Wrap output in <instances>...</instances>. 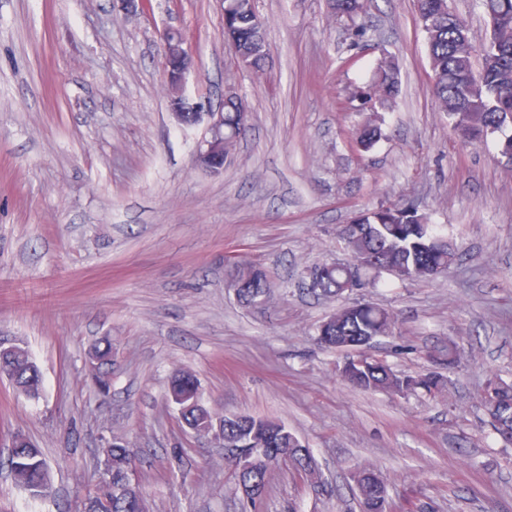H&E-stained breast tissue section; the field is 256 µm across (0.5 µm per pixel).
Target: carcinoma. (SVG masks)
Segmentation results:
<instances>
[{
    "label": "carcinoma",
    "instance_id": "1",
    "mask_svg": "<svg viewBox=\"0 0 512 512\" xmlns=\"http://www.w3.org/2000/svg\"><path fill=\"white\" fill-rule=\"evenodd\" d=\"M480 6L490 27L489 37L479 47L470 37L469 28L448 4V0H416V13L423 32L430 66L432 92L439 111L448 116L453 131L463 140L481 142L488 136L512 125V0H480ZM331 16L352 22L356 35L368 40L364 23L368 0H328ZM266 22L257 13L255 0H224V39L234 47L238 63L249 73L261 77L269 68L270 52L265 34ZM400 70L395 59L380 60L373 79L366 87L351 94L358 102L354 110L361 121L355 131V142L363 149L371 148L382 137L381 113L389 110L399 95ZM224 153L233 152L245 132L239 126V112L248 103L234 86L224 92ZM347 248L359 263L377 262V268L402 280L431 279L448 271L457 261V254L448 238L437 233L429 218L412 204L380 206L359 213L341 231ZM316 293L325 299H338L352 288L374 287L380 274L359 267L336 263L316 265L309 270ZM239 300L252 303L270 294L272 284L260 267L245 266L238 270L233 283ZM396 319L392 312L376 304L360 302L341 306L318 328V341L327 348L343 350L353 344L370 343L379 336L392 333ZM90 351L100 361L101 370L95 375L99 388H109L108 372L112 364V343L100 338ZM12 375L21 394L37 398L42 392V377L28 351L19 346ZM343 379L354 389L394 395H408L417 390L427 393L443 386L442 375L428 371L417 376L399 373L383 359L367 360L359 365L348 358L341 368ZM201 395L194 376L180 372L169 384L168 396L180 408L179 418L189 427L200 430L212 421L224 423V439L248 436L266 449V458L253 469L237 476L240 483H254L266 489L270 465L290 458L294 471L301 476L316 472L309 449L302 446L288 428L276 421L243 416L237 420L218 415L207 407L185 408L194 397ZM482 407L488 423L497 437L512 444V383L501 379L488 382L482 396ZM112 472V478L101 480L94 488V502L104 512H139V491L118 494L117 484L133 465L130 450L120 438L114 437L101 451ZM18 486L40 493L47 484L49 470L43 452L31 441H22L8 449L0 461ZM361 504L378 508L377 486L382 484L377 474L361 468L352 474Z\"/></svg>",
    "mask_w": 512,
    "mask_h": 512
}]
</instances>
